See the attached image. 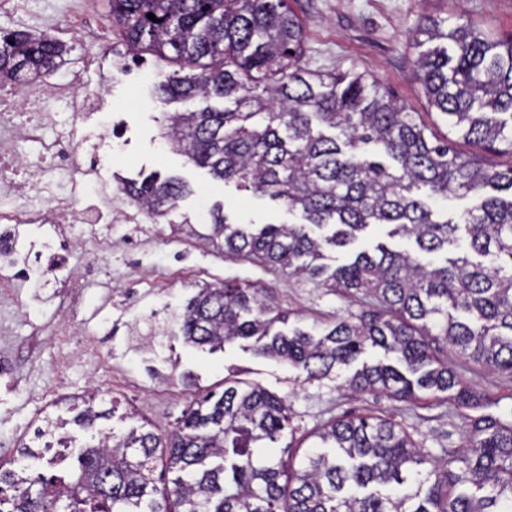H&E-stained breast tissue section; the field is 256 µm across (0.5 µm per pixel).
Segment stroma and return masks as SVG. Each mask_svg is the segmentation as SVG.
I'll use <instances>...</instances> for the list:
<instances>
[{"label":"stroma","instance_id":"stroma-1","mask_svg":"<svg viewBox=\"0 0 512 512\" xmlns=\"http://www.w3.org/2000/svg\"><path fill=\"white\" fill-rule=\"evenodd\" d=\"M24 15L0 12V28L26 29L65 41L69 52L47 84L66 82L81 73L91 87L105 86L125 146L112 161L113 177L134 178L159 172L187 182L191 195L165 215L148 217L142 229L107 221L77 252V268L96 267L95 275L73 288L23 287L0 281V360L12 364L10 379H0V462L6 468H30L43 475L73 465L81 447L96 444L111 421L83 429L69 425L74 441L61 455L40 452L19 456L51 396H81L85 386L130 411L131 425H146L167 435L196 397L222 392L225 381L260 386L284 397L296 428L294 442L315 450L311 432L325 421L347 414L372 415L402 424L425 448L440 452L464 444L459 411L446 397L413 403L348 389V370L307 383L291 365L256 355L240 341L208 352L186 344L182 336L147 340L128 334V326L151 315L181 312L201 286L238 279L265 289L280 306L293 310L291 324L314 327L358 312L354 300L325 294L310 282L244 260L230 259L208 245L204 213L216 203L243 224L298 223L300 212L282 202L238 190L211 178L186 156L173 151L162 133L168 114L183 103L156 98L153 89L169 80L175 68L151 55L135 58L112 32L105 0H30ZM304 22L306 61L321 71L356 70L377 79L416 112L436 137L448 124L431 108L412 77L413 63L424 47L414 38L425 16L464 18L512 38V0H288ZM99 47L112 53L103 72L86 68L87 53ZM151 236L146 255L117 250L134 232ZM448 361L466 381L492 402L491 413L512 416V376L466 362L456 353Z\"/></svg>","mask_w":512,"mask_h":512}]
</instances>
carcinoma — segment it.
<instances>
[{"mask_svg":"<svg viewBox=\"0 0 512 512\" xmlns=\"http://www.w3.org/2000/svg\"><path fill=\"white\" fill-rule=\"evenodd\" d=\"M114 32L135 55L189 69L158 86L166 100L207 105L168 117L165 137L213 178L300 211L301 224H237L210 211L208 240L224 253L304 277L332 294L362 295L359 312L320 328L288 325L263 290L205 287L177 316L185 343L211 350L252 341L258 355L320 382L370 349L347 386L400 401L451 393L464 410L465 446L436 455L399 423L342 416L317 432L325 452L294 467L271 449L290 424L286 401L257 385L224 383L193 401L162 439L150 430L104 435L73 472L32 478L0 466V512H512V419L448 364L452 349L512 375V166L464 156L453 137L512 153V41L472 22L425 19L416 35L441 45L412 76L448 122L432 135L415 113L364 73L305 66L304 30L286 0H107ZM153 14L152 21L147 14ZM67 54L47 34L0 29V83L54 72ZM219 99V108L209 101ZM509 192L505 199L488 190ZM121 192L165 215L188 186L150 174ZM472 196L453 215L432 203ZM414 242L382 243L332 266L329 253L372 227ZM492 256L487 265L481 258ZM69 402L73 423L92 412ZM66 421L47 413L21 455ZM177 472L164 481L156 471Z\"/></svg>","mask_w":512,"mask_h":512,"instance_id":"carcinoma-1","label":"carcinoma"}]
</instances>
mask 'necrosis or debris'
<instances>
[{
    "label": "necrosis or debris",
    "mask_w": 512,
    "mask_h": 512,
    "mask_svg": "<svg viewBox=\"0 0 512 512\" xmlns=\"http://www.w3.org/2000/svg\"><path fill=\"white\" fill-rule=\"evenodd\" d=\"M103 95L102 89H90L77 81L0 94V130L9 132L8 139H0V187L35 194L25 210L0 211V267L12 284H24L42 269L46 272L43 286L55 287L52 271L67 266L80 248L83 227L108 217L127 223L145 212L140 205L131 212L112 205L107 176L114 133L111 119L100 117L96 136L83 132L86 114L96 109ZM20 142L37 144L38 149L29 155L19 152L16 145ZM76 148L82 151L78 160L72 157ZM52 169L68 177L62 191H55L44 179ZM17 224L48 227L41 248L21 267L12 262L18 245L13 230Z\"/></svg>",
    "instance_id": "4bbe7bcc"
}]
</instances>
